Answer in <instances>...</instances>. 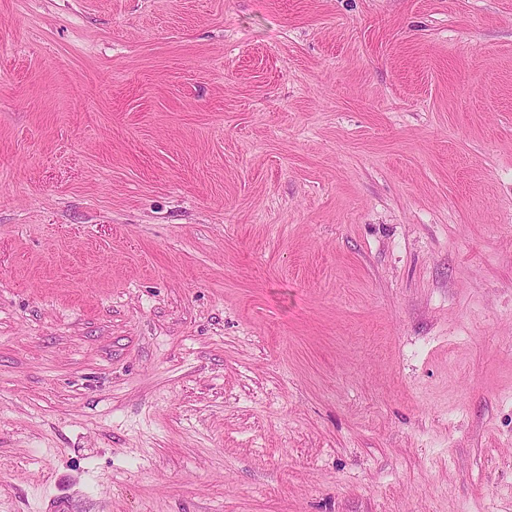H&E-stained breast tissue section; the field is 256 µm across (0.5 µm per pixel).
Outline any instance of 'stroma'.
<instances>
[{"instance_id": "stroma-1", "label": "stroma", "mask_w": 512, "mask_h": 512, "mask_svg": "<svg viewBox=\"0 0 512 512\" xmlns=\"http://www.w3.org/2000/svg\"><path fill=\"white\" fill-rule=\"evenodd\" d=\"M512 512V0H0V512Z\"/></svg>"}]
</instances>
